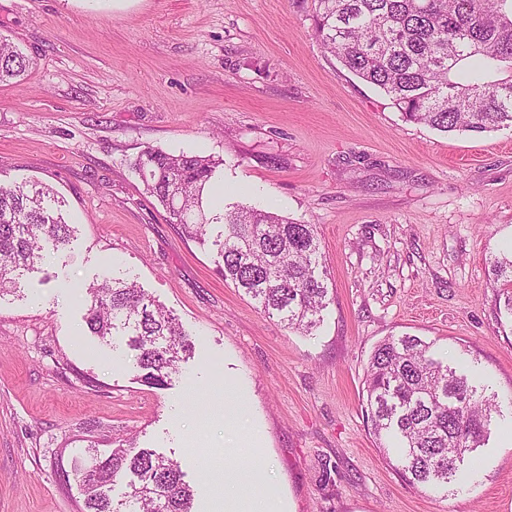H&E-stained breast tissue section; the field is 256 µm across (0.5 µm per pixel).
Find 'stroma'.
<instances>
[{"label": "stroma", "instance_id": "35a3bbf8", "mask_svg": "<svg viewBox=\"0 0 512 512\" xmlns=\"http://www.w3.org/2000/svg\"><path fill=\"white\" fill-rule=\"evenodd\" d=\"M316 0H0L30 61L0 84V181L35 179L75 235L0 298V512H80L88 446L137 438L176 458L195 512L255 449L287 512H512V313L491 256L512 253V129L404 119L325 52ZM222 159L224 201L319 227L333 300L312 334L225 282L132 168L145 147ZM136 279L193 354L165 388L86 332V287ZM415 335L477 373L500 414L479 465L413 488L377 446L364 373Z\"/></svg>", "mask_w": 512, "mask_h": 512}]
</instances>
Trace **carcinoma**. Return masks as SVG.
Here are the masks:
<instances>
[{
  "label": "carcinoma",
  "mask_w": 512,
  "mask_h": 512,
  "mask_svg": "<svg viewBox=\"0 0 512 512\" xmlns=\"http://www.w3.org/2000/svg\"><path fill=\"white\" fill-rule=\"evenodd\" d=\"M323 48L388 94L404 118L448 133L512 127V0H318ZM22 51L0 37V84L21 82ZM133 169L169 220L216 248L224 280L283 327L309 335L329 304L317 225L232 205L212 208L205 187L223 160L146 147ZM65 202L38 181L0 183V297L20 291L45 245L63 250L74 228ZM512 312V255L490 259ZM88 333L111 346L126 337L141 382L161 388L191 354L182 324L136 281L105 278L86 288ZM366 411L383 452L414 488L448 490L490 435L496 397L434 356L417 336H389L366 368ZM75 474L82 512H193L178 461L135 441L85 450ZM125 492H112L119 483Z\"/></svg>",
  "instance_id": "obj_1"
}]
</instances>
